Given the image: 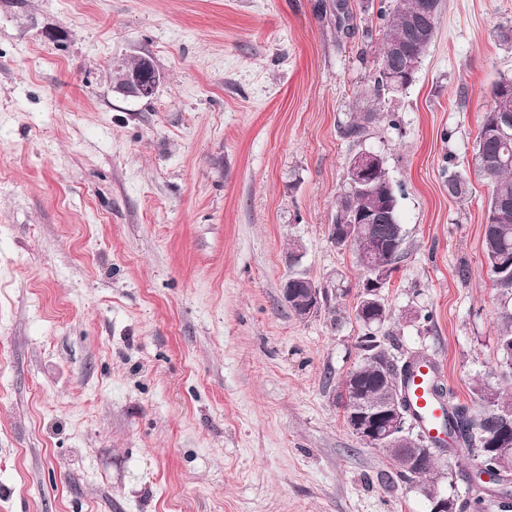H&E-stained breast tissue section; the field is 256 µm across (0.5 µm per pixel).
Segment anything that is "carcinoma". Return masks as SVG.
Segmentation results:
<instances>
[{"instance_id":"1","label":"carcinoma","mask_w":512,"mask_h":512,"mask_svg":"<svg viewBox=\"0 0 512 512\" xmlns=\"http://www.w3.org/2000/svg\"><path fill=\"white\" fill-rule=\"evenodd\" d=\"M423 0H398L388 5V21L382 38L378 74L374 81V95L388 91L387 81L396 87L407 88L414 80L421 57L436 36L438 18L428 19L420 14ZM494 106L483 116L474 150V166L484 176L491 193L484 215L483 257L495 286L512 292V127L501 129L497 118L507 112L512 114V78L502 76L493 84ZM375 118L372 112L362 120H352L343 127V134L359 139L366 130V123ZM371 210V223L361 225L350 244L360 273L371 267L397 264L403 257L404 234L398 222V199L385 169L376 174L375 195L358 197L343 188L336 196L334 224L352 209ZM380 305L367 308L356 316L366 328L382 325L388 312L383 298ZM496 346L501 354L500 374L512 378V311L501 315ZM364 361L348 372L350 391L362 398H372L380 391L396 385L405 392L406 377L420 355L402 360L384 348L374 333L361 337ZM475 393L482 401L481 411L473 414L465 406L448 404L449 429L454 442L466 450L476 468L487 466L483 454L493 447L503 432L512 434V396L479 386ZM405 434L412 437L417 447L423 449L419 467L407 470L399 455L388 452L397 464L396 479L408 485H420L430 502L443 496L436 471V451L426 444L422 434ZM495 495L477 491L470 495L458 509L472 512H491Z\"/></svg>"}]
</instances>
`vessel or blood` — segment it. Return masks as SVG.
I'll return each instance as SVG.
<instances>
[{"mask_svg": "<svg viewBox=\"0 0 512 512\" xmlns=\"http://www.w3.org/2000/svg\"><path fill=\"white\" fill-rule=\"evenodd\" d=\"M444 378V368L435 359L425 357L415 364L406 388L410 409L417 417L422 434L438 447L446 440L448 403L436 397L433 388L442 383Z\"/></svg>", "mask_w": 512, "mask_h": 512, "instance_id": "1", "label": "vessel or blood"}]
</instances>
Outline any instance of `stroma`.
I'll list each match as a JSON object with an SVG mask.
<instances>
[{
  "mask_svg": "<svg viewBox=\"0 0 512 512\" xmlns=\"http://www.w3.org/2000/svg\"><path fill=\"white\" fill-rule=\"evenodd\" d=\"M332 2L0 0V512H431L336 403L366 329L328 226L347 159L383 156L404 256L376 335L443 365L457 404L503 389L512 299L472 155L512 0H444L413 83L379 98L389 0H346L341 29ZM140 57L155 94L115 92ZM293 274L335 297L297 319ZM438 466L465 500L466 456ZM496 346L501 354L500 374L502 377H510L512 380V310L501 315V323L498 326Z\"/></svg>",
  "mask_w": 512,
  "mask_h": 512,
  "instance_id": "35a3bbf8",
  "label": "stroma"
}]
</instances>
